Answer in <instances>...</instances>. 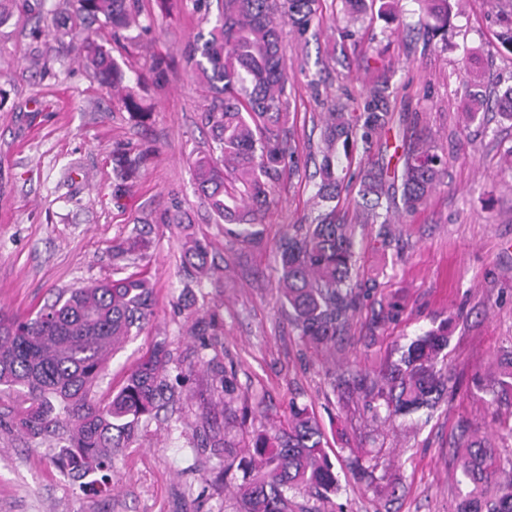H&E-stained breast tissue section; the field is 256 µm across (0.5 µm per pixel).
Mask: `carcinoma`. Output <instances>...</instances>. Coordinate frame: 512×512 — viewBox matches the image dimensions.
Returning <instances> with one entry per match:
<instances>
[{"label": "carcinoma", "instance_id": "1", "mask_svg": "<svg viewBox=\"0 0 512 512\" xmlns=\"http://www.w3.org/2000/svg\"><path fill=\"white\" fill-rule=\"evenodd\" d=\"M164 13L191 9L207 21L211 0H155ZM316 0H219L220 8L207 33H198L183 52L184 69L209 86L206 112L212 145L194 159L197 191L219 223L236 226L235 236L250 243L260 236L272 186L297 168L299 151L287 137L288 66L282 54L283 26L306 38L315 17ZM422 24L432 36L447 37L449 0H421ZM82 21L112 29L119 48L137 47L125 32L141 24V0H65ZM77 60L99 84L122 92L120 101L131 117L145 107L124 86L125 75L110 51L90 34L81 38ZM386 86H377L356 115L336 105L322 132V162L315 197L320 210L310 223L286 234L278 256V291L292 311L300 336L325 348L336 346L350 315L361 301L353 282L357 264L356 225L347 223L330 202L344 184L338 149L352 143L369 149L389 129L393 115ZM143 154L114 156L118 185L134 181ZM445 162L434 147L420 141L408 150L401 170L384 167L359 173L356 206L359 219L377 218L382 198L398 191L403 210L411 214L427 202L440 183ZM207 245L190 239L184 261L202 279L216 275L208 265ZM154 283L142 271L117 279L58 291L54 301L26 316L0 310V401L6 418L0 428L19 431L49 448L61 447L74 470L101 473L112 482V450L124 447L139 420L154 418L168 391L167 368L173 355L165 343L143 355L116 392L98 398L94 392L106 364L153 316ZM448 347L445 327L430 328L408 345L399 361L380 369L369 386L358 390L372 404L374 417L389 420L432 410L448 393V379L437 369ZM481 390L487 402L512 394V350L496 361L494 378ZM457 512H512V469L495 490L484 487L485 475L498 466V445L486 436L463 430ZM224 456V476L241 474L240 512H289V494L308 492L329 500L336 493L334 464L317 421L305 410L293 411L288 430L274 437L260 434L248 455L229 445L213 446Z\"/></svg>", "mask_w": 512, "mask_h": 512}]
</instances>
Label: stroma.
<instances>
[{
  "label": "stroma",
  "mask_w": 512,
  "mask_h": 512,
  "mask_svg": "<svg viewBox=\"0 0 512 512\" xmlns=\"http://www.w3.org/2000/svg\"><path fill=\"white\" fill-rule=\"evenodd\" d=\"M463 2L443 40L421 26L419 0L375 4L354 18L342 0H317L306 42L285 34L288 130L300 163L275 184L261 238L244 243L213 223L195 190L192 162L210 141L203 115L211 94L184 73L182 51L199 15L166 16L143 0L151 31L143 48L118 59L148 107L139 124L44 23L0 0V307L25 314L58 290L127 275L112 247L147 223L139 266L156 284L154 315L109 361L97 391L118 385L157 342L179 363L170 372L173 401L115 451L106 495L83 489L57 451L0 429V512H239L235 482L216 478L224 459L212 444L240 449L253 434L287 429L297 407L318 422L340 489L328 503L295 496L292 512H456L454 449L465 428L495 439L502 460L512 459V437L500 428L512 422V403L488 405L478 390L495 358L512 349V120L497 102L512 86V51L499 40L512 0ZM153 55L172 67L159 88L148 73ZM36 56L44 67H31ZM379 80L394 122L370 150L355 149L356 158L394 168L427 140L447 171L417 212L392 207L399 238L389 248H380L374 225H358L363 298L330 351L307 344L282 309L276 245L314 214L325 113L336 102L362 111ZM473 93L486 101L469 121L462 109ZM118 148L151 151L120 196L112 173ZM175 200L189 228L160 223ZM187 229L208 243L210 262L223 271L218 284L184 268ZM391 304L394 317L382 318ZM212 315L216 334L203 349L192 327ZM443 321L447 402L427 419H374L344 374L376 378L411 337ZM216 365L240 396L232 406Z\"/></svg>",
  "instance_id": "stroma-1"
}]
</instances>
